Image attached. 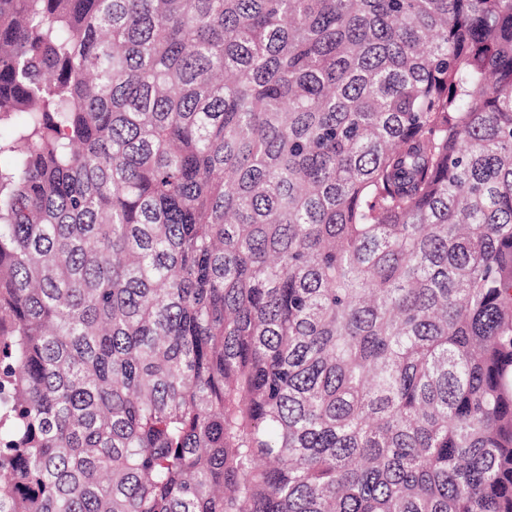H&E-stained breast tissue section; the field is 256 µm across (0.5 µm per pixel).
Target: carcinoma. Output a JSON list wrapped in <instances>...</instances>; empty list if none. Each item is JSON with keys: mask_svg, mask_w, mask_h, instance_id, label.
<instances>
[{"mask_svg": "<svg viewBox=\"0 0 512 512\" xmlns=\"http://www.w3.org/2000/svg\"><path fill=\"white\" fill-rule=\"evenodd\" d=\"M0 512H512V0H0Z\"/></svg>", "mask_w": 512, "mask_h": 512, "instance_id": "cac0c4a2", "label": "carcinoma"}]
</instances>
